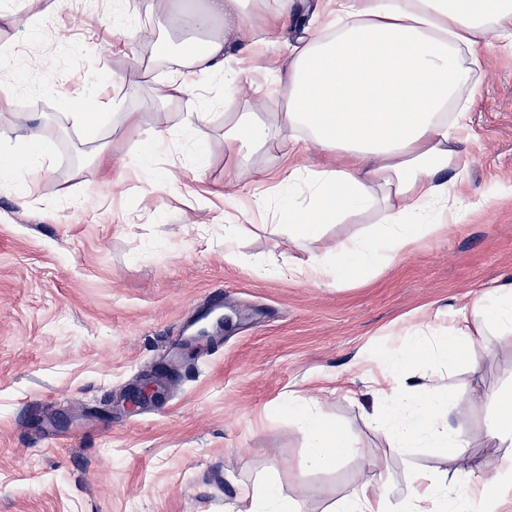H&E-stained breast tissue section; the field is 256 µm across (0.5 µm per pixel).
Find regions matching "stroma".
I'll return each instance as SVG.
<instances>
[{
    "label": "stroma",
    "mask_w": 512,
    "mask_h": 512,
    "mask_svg": "<svg viewBox=\"0 0 512 512\" xmlns=\"http://www.w3.org/2000/svg\"><path fill=\"white\" fill-rule=\"evenodd\" d=\"M0 47L25 59L0 77L11 110L0 127L23 142L17 113L43 117L45 161L27 201L0 188V512H230L259 480L277 482L308 512H327L349 492L368 458L389 460L387 492L398 501L410 470L444 471L431 448L392 455L367 419L375 399L359 381L409 324L452 317L485 291L512 282V198L488 187L512 179V55L489 51L470 104L459 192L471 206L460 222L371 274L344 282L285 278L287 259L305 257L287 237L246 223L234 259L224 249V204L214 196L225 171L249 189L256 169L287 177L318 168L314 147L285 142L234 158L208 153L224 133L215 110L190 140L156 148L153 162L125 180L114 172L142 156L139 132L99 114L77 117L98 92L151 124L167 113L180 128L184 104L168 107L164 82L174 60H146L164 41L165 18L123 43L112 0H5ZM320 0H291L274 42L256 33L242 52L236 108L283 99L270 68L315 28ZM123 50H116V43ZM106 146L110 163L91 151ZM226 321L214 337L188 343L182 324L211 297ZM479 370L443 367L440 383L459 397L476 388L512 390V345L491 336L472 353ZM159 394L130 408L127 391L163 364ZM320 402L361 454L332 470L300 473L305 440L292 402ZM493 406L450 413L474 456L486 447Z\"/></svg>",
    "instance_id": "stroma-1"
}]
</instances>
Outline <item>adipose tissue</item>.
Here are the masks:
<instances>
[{
  "label": "adipose tissue",
  "mask_w": 512,
  "mask_h": 512,
  "mask_svg": "<svg viewBox=\"0 0 512 512\" xmlns=\"http://www.w3.org/2000/svg\"><path fill=\"white\" fill-rule=\"evenodd\" d=\"M248 0H204L175 17L179 68L169 75L170 100L187 91L186 74H199L235 88L238 74L224 59V43L252 38L254 26L267 37L277 29L265 17L245 23ZM330 21L276 61L278 84L288 91L286 111L264 103L224 115V135L215 148L248 158L296 137L327 158L318 169L294 167L274 194L255 203L271 215L264 229L296 239L321 240L327 224L373 217L371 230L323 244L285 272L297 280L340 282L353 270L367 272L390 263L425 237L441 232L465 207L457 191L467 133V112L477 92L486 47L512 53V0H326ZM42 154L37 138L15 147L0 164L19 198ZM512 338V284L471 300L441 331L412 329L407 346L393 350L385 379L371 378L381 401L371 425L390 448H433L457 471L450 479L427 469L412 473L403 498L392 503L372 460L336 512H497L512 497V457L495 467L468 456L469 438L448 422L459 410L452 391L438 390L444 363L468 361L488 334ZM494 400L499 415L487 434L490 448L512 447V391L488 397L475 390L471 402ZM293 417L305 437L303 471L328 470L356 451L347 433L318 404H304ZM241 512H302L301 505L271 482L255 484Z\"/></svg>",
  "instance_id": "adipose-tissue-1"
}]
</instances>
